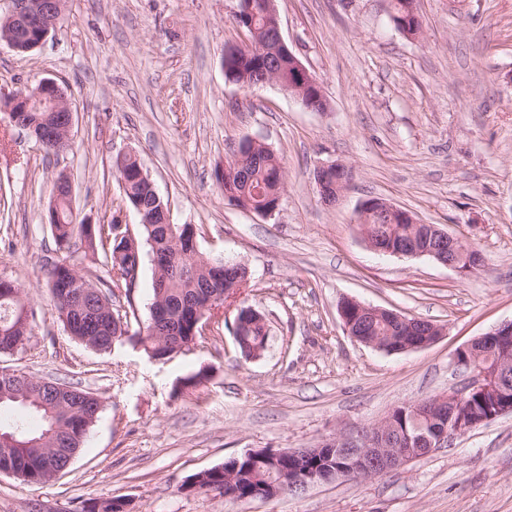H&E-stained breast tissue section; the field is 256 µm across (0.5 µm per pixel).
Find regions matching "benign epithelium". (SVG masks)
<instances>
[{"mask_svg":"<svg viewBox=\"0 0 512 512\" xmlns=\"http://www.w3.org/2000/svg\"><path fill=\"white\" fill-rule=\"evenodd\" d=\"M13 10L3 21L0 39L18 51L29 40L44 41L57 25V19L64 9V0H13ZM265 19L263 29H258L254 20L246 24L248 32L244 45L239 50L265 57L264 75L252 85L272 84L290 94L307 108H315L324 101L322 90L314 76L288 48L283 37L276 0H265L262 4ZM288 57V79L279 77L278 59ZM21 112H64L67 122L63 136L71 138L74 113L65 90L51 79L41 80L35 88L12 97L10 120L19 127L18 114ZM346 171L341 163H330L317 167L319 178L316 189L320 198L330 201L329 193L339 187L344 178L333 174ZM370 205H362L356 213L357 224L367 245L378 252L406 256H426L461 274L478 269L483 259L475 254L474 248L449 234L436 224L430 226L433 244L416 239L397 244L380 245L367 230L366 223ZM363 316L385 318L401 333L397 352L416 350L434 343L442 336V328L410 318L396 311L364 304L352 298H345L339 305L343 329L355 341L379 350L385 346L374 338L356 336L348 321V309ZM455 363L470 373L469 380L460 388L441 395L432 402H415L393 408L379 423L360 432L355 437L336 435L326 439L316 448L272 449L249 451L245 457L256 466L272 473L271 482L258 488L243 499H272L288 493L297 495L310 486L347 478H375L397 469L413 460L423 458L438 448L448 446L452 440L480 424L512 412V397L501 379L502 371L512 365V321L473 338L455 353ZM480 394L494 400V408L488 417L475 419L465 406L466 396ZM411 408L428 418L430 431L412 437L397 429L396 416Z\"/></svg>","mask_w":512,"mask_h":512,"instance_id":"1","label":"benign epithelium"}]
</instances>
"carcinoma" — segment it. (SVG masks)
Segmentation results:
<instances>
[{
    "label": "carcinoma",
    "instance_id": "carcinoma-1",
    "mask_svg": "<svg viewBox=\"0 0 512 512\" xmlns=\"http://www.w3.org/2000/svg\"><path fill=\"white\" fill-rule=\"evenodd\" d=\"M391 19L398 30L413 32L421 29V23L414 12V0H391ZM255 58L231 52L224 59V77L240 86L251 81L258 68ZM28 120L36 130L55 131L61 126V114L55 112H31ZM241 157L242 171L236 172L229 180L220 183L224 195L243 209H259L274 201L282 193L284 170L280 157L262 143L243 141L232 157ZM119 176L125 178L124 199L131 206H141L145 214L160 219L163 200L155 197L150 188L151 180L140 160L134 155L124 157L117 167ZM48 222L57 248L67 250L65 259H73L72 248L83 247L84 254L103 260L107 279L96 282L79 275L87 294L82 300L61 302L56 298L54 283H49V292L58 318L64 326L73 330L74 339L85 346L100 351L112 347V339L128 335V321L112 308L114 289L131 287L130 272L141 264V251L126 253L120 261L114 255L119 246L116 235L112 234L114 219L90 226L79 219L70 201L62 198L55 208L48 210ZM371 229L385 238H400L412 231L409 224H388L381 213H375L370 220ZM191 225L168 224L164 227L145 224V241L149 246L154 268V282L162 288H153L155 306L163 311L161 320L154 313L136 333L148 355L154 359H166L177 353L176 346L188 345L195 341L201 325L194 320L197 308L209 315L211 307L207 301L218 291V286L248 288V272L240 263H230L227 274L217 272L221 263L204 257L191 244L188 235ZM29 302L23 297L21 288L11 280L0 278V351L14 343L24 341L32 335L33 326L28 310ZM354 328L361 334L373 330L386 335L385 324L363 320L351 315ZM245 338L239 340L240 352L253 351L264 346L267 337L266 323L257 318L248 320ZM25 383L20 387L0 383V412L21 407L37 415L41 427L32 431L24 417L0 423V469L12 468L16 476L27 485H43L51 481L52 469H68V460L56 452L65 446L81 450L84 439L94 420L86 419L72 410L65 398L50 392L43 380L22 375ZM402 431L411 436L419 435L430 428L427 419L412 410L400 414L398 419ZM231 465L239 467L240 489L244 492L265 483V471L253 468L243 456L231 459Z\"/></svg>",
    "mask_w": 512,
    "mask_h": 512
}]
</instances>
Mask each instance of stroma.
Masks as SVG:
<instances>
[{"instance_id":"stroma-1","label":"stroma","mask_w":512,"mask_h":512,"mask_svg":"<svg viewBox=\"0 0 512 512\" xmlns=\"http://www.w3.org/2000/svg\"><path fill=\"white\" fill-rule=\"evenodd\" d=\"M239 0H66L45 42L22 55L0 43V278L35 312L22 349L0 367L98 396L86 446L42 486L0 473V512H80L125 499L130 512H512V414L497 417L388 474L333 481L272 500L184 493L192 474L248 451L313 448L372 426L394 407L458 388L456 350L512 320V0H415L422 29L401 34L389 0H277L283 37L319 80L325 111L272 85L226 81L222 57L243 31ZM57 81L74 112L73 147L47 153L14 126L7 101ZM283 159L285 191L269 217L230 202L214 172L246 139ZM138 155L174 224L202 227L203 256L249 271L243 295L264 315L267 350L241 355L236 307L165 361L134 334L152 301L143 259L114 308L135 313L128 336L101 353L72 339L48 290L56 256L47 211L70 177L88 222L118 213L116 160ZM353 170L336 204L321 201L317 165ZM385 199L476 247L462 275L428 257L380 254L358 207ZM431 321L442 336L388 354L350 338L342 298ZM210 379L182 386L200 367Z\"/></svg>"}]
</instances>
